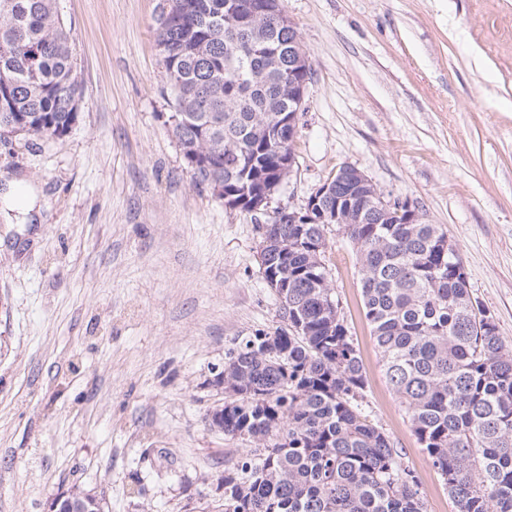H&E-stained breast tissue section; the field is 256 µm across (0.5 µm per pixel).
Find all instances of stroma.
<instances>
[{
	"label": "stroma",
	"mask_w": 512,
	"mask_h": 512,
	"mask_svg": "<svg viewBox=\"0 0 512 512\" xmlns=\"http://www.w3.org/2000/svg\"><path fill=\"white\" fill-rule=\"evenodd\" d=\"M159 0H58L83 82L59 139H0V512L76 486L106 512H211L253 443L210 426L234 339L280 326L253 216L192 182L173 134ZM311 61L301 210L345 164L441 225L512 345V0H284ZM34 189L22 222L4 193ZM330 281L366 372L364 408L427 512H457L388 387L359 258L328 228Z\"/></svg>",
	"instance_id": "35a3bbf8"
}]
</instances>
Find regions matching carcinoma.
Returning a JSON list of instances; mask_svg holds the SVG:
<instances>
[{
  "label": "carcinoma",
  "mask_w": 512,
  "mask_h": 512,
  "mask_svg": "<svg viewBox=\"0 0 512 512\" xmlns=\"http://www.w3.org/2000/svg\"><path fill=\"white\" fill-rule=\"evenodd\" d=\"M157 27L173 95V132L192 181L234 200L280 176L293 144L278 130L288 81L269 52L288 32L250 16L265 51L227 36L225 0H172ZM0 137L62 138L83 94L57 0H0ZM339 224L360 260L363 313L393 393L458 512H512V348L473 296L458 251L437 224L380 220L362 199ZM263 279L285 326L234 340L224 355V435L258 442L224 473L215 512H426L401 452L362 408L363 361L329 281L325 224L258 225ZM323 242L312 249L311 241ZM302 324V329L294 326Z\"/></svg>",
  "instance_id": "cac0c4a2"
}]
</instances>
